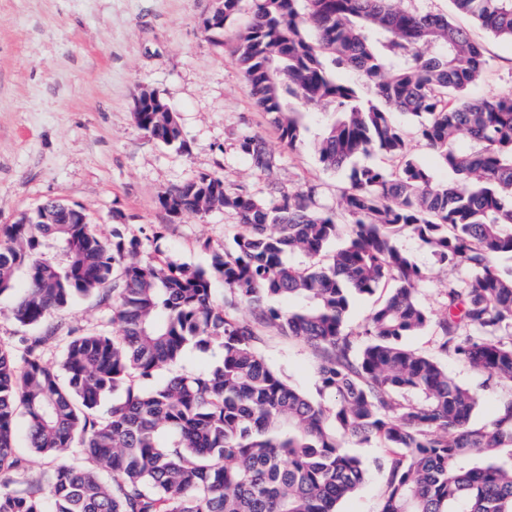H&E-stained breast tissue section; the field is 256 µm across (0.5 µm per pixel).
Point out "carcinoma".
Instances as JSON below:
<instances>
[{"label":"carcinoma","mask_w":512,"mask_h":512,"mask_svg":"<svg viewBox=\"0 0 512 512\" xmlns=\"http://www.w3.org/2000/svg\"><path fill=\"white\" fill-rule=\"evenodd\" d=\"M223 2L207 26L242 10L243 0ZM395 2L253 0L235 36L282 142L295 146L306 115L319 117L318 162L347 172L336 211L315 186L260 195L202 173L158 201L172 217L236 213L231 242L207 268L143 262L138 239L118 227L106 238L87 214L73 224L54 199L0 226V295L24 281L20 325L38 328L84 297L102 307L95 326L26 336L19 350L0 343V512H338L369 468L346 451L349 439L385 449L374 462L385 479L379 512H512V393L479 423L478 392L405 344L432 328L445 356L512 382V267L495 263L512 259V96L468 97L487 65L481 46L450 17ZM452 3L512 41V0ZM342 70L360 73L374 98ZM399 115L458 182L438 181L409 153ZM134 119L187 150L175 113ZM240 151L257 172L274 165L259 135ZM373 154L390 165L359 162ZM402 236L455 272L439 316L420 301L425 273ZM384 288L351 329L354 299ZM268 333L311 347L318 398L266 362ZM213 347L214 366L172 371L187 350ZM19 415L34 454L78 463L32 475L17 452ZM18 478L26 487L10 488Z\"/></svg>","instance_id":"obj_1"}]
</instances>
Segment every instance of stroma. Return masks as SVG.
Instances as JSON below:
<instances>
[{
	"mask_svg": "<svg viewBox=\"0 0 512 512\" xmlns=\"http://www.w3.org/2000/svg\"><path fill=\"white\" fill-rule=\"evenodd\" d=\"M212 0H0V225L50 198L82 207L103 234L120 226L141 242V260L166 255L198 266L223 251L238 218L221 209L173 219L158 202L166 189L201 173L227 187L256 192L277 184L317 186L332 207L343 177L323 169L313 150L320 131L308 121L303 142L284 145L256 105L231 52L243 8L223 30L208 31ZM402 7L451 15L482 44L487 66L473 92L512 95V42L494 37L451 0H402ZM155 91L178 114L187 152L167 148L134 120L141 90ZM259 134L274 155L270 173L241 153L244 135ZM400 247L426 270L422 304L438 312L452 277L412 238ZM266 361L297 389L314 393L316 362L301 341L266 338ZM449 375L477 391L483 421L506 385L467 364L445 359Z\"/></svg>",
	"mask_w": 512,
	"mask_h": 512,
	"instance_id": "stroma-1",
	"label": "stroma"
}]
</instances>
